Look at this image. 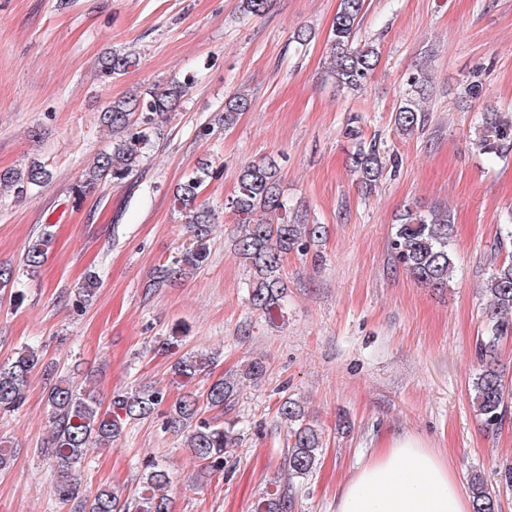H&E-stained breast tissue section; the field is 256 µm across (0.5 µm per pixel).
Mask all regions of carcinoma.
<instances>
[{
    "label": "carcinoma",
    "instance_id": "obj_1",
    "mask_svg": "<svg viewBox=\"0 0 512 512\" xmlns=\"http://www.w3.org/2000/svg\"><path fill=\"white\" fill-rule=\"evenodd\" d=\"M366 0H340L339 9L329 35L328 76L338 86L360 89L375 69L379 51L366 42L355 44ZM270 7V0H239L240 12L246 16L260 15ZM137 63L132 52L114 51L101 59V72L108 79L123 75ZM190 83L172 80L163 86L151 88L140 95L121 97L108 103L102 121L122 138L108 153L97 156L83 170L73 193L81 197L87 192L110 183H123L135 176L151 146L159 126L168 120L186 95ZM251 106L247 95L237 92L224 103V125L233 124L236 116ZM424 114L417 100L408 97L395 113L394 124L409 134L420 129ZM474 145L482 154L498 155L512 149V116L501 112L483 113L482 128ZM352 169L357 185L364 194L379 187L386 170V162L376 145L359 143L352 154ZM50 177L41 165L0 172V184L22 195L32 186H38ZM280 169L269 158L243 166L238 174V189L231 200V209L242 221L243 229L236 247L238 254L253 271L248 288V300L253 309L269 320L282 311L284 283L281 277L283 262L291 252L308 250L319 238L322 226L300 224L288 220V211L280 191ZM203 177L195 174L184 180L174 193V204L184 217L192 243L170 261L158 264L148 287L161 288L176 277H184L199 270L207 260L206 240L211 232V210L198 203ZM278 217L273 222L268 216ZM450 214L433 210L421 212L406 210L396 225L389 245L398 263L417 282L430 287H446L454 272ZM52 237L47 231L25 248L23 263L29 270L37 269L44 261ZM488 296V324L478 347V367L471 378V401L488 430L498 429L512 403V389L503 379L496 354L501 341L512 335V258L496 265L484 284ZM41 362V354L26 347L11 361L0 365V408L10 410L25 397L34 369ZM214 363V357L193 350L179 356L174 364V375L187 386ZM263 368L251 361L242 368L230 371L215 380L206 390L207 407L226 411L235 406L245 380L262 375ZM163 401L158 390L136 388L116 393L108 407H102L95 391L77 390L65 378H59L47 392V405L53 432L49 446L40 453L55 462L58 472L56 491L72 512H130V503L121 502V495L111 489H100L86 495L72 469L80 463L86 449L112 442L120 437L131 421L151 417ZM281 422L288 425V448L282 463L285 486L260 497L253 512H292L294 496L290 491L304 482L319 464L322 433L305 422L300 402L287 398L277 409ZM167 423L187 432L186 447L192 456L206 467L224 469L227 449L235 446L237 421L228 419L219 425L203 417L197 399L186 395L177 400L169 413ZM171 482L167 470L152 465L143 474L135 499L136 512H173V499L166 493ZM469 489L474 512H498L499 504L481 473L474 471L469 478Z\"/></svg>",
    "mask_w": 512,
    "mask_h": 512
}]
</instances>
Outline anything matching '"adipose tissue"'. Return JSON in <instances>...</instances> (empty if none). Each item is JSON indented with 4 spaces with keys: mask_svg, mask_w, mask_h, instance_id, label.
Instances as JSON below:
<instances>
[{
    "mask_svg": "<svg viewBox=\"0 0 512 512\" xmlns=\"http://www.w3.org/2000/svg\"><path fill=\"white\" fill-rule=\"evenodd\" d=\"M336 512H472L454 467L420 438L375 449L336 498Z\"/></svg>",
    "mask_w": 512,
    "mask_h": 512,
    "instance_id": "adipose-tissue-1",
    "label": "adipose tissue"
}]
</instances>
